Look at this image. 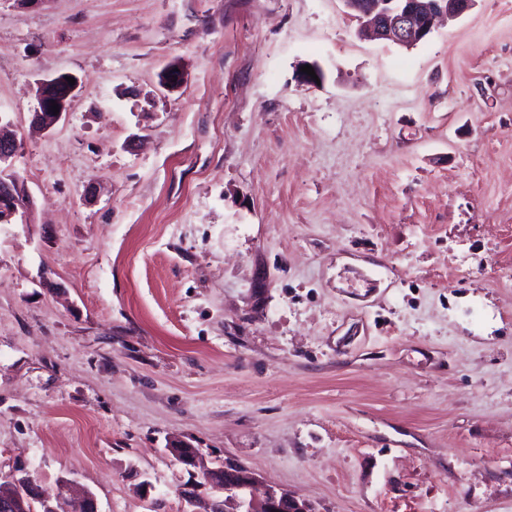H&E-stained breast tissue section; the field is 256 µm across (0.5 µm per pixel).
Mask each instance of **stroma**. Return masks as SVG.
<instances>
[{
	"label": "stroma",
	"instance_id": "1",
	"mask_svg": "<svg viewBox=\"0 0 512 512\" xmlns=\"http://www.w3.org/2000/svg\"><path fill=\"white\" fill-rule=\"evenodd\" d=\"M356 29L342 0H0L36 201L0 224V478L186 512L182 439L312 512H512V0L409 49ZM66 77L75 79V85L69 84ZM40 92L37 107L31 115V124L43 130H50L57 125L70 111L71 104L76 97L78 80L70 73H59L55 76L38 80ZM51 100L59 107V113L51 110Z\"/></svg>",
	"mask_w": 512,
	"mask_h": 512
}]
</instances>
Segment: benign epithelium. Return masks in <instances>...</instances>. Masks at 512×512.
<instances>
[{
	"instance_id": "benign-epithelium-1",
	"label": "benign epithelium",
	"mask_w": 512,
	"mask_h": 512,
	"mask_svg": "<svg viewBox=\"0 0 512 512\" xmlns=\"http://www.w3.org/2000/svg\"><path fill=\"white\" fill-rule=\"evenodd\" d=\"M477 0H343L348 14L359 23V34L371 39L391 40L410 47L425 40L432 31L436 18L446 15L458 17L469 11ZM68 74L38 81L40 92L37 107L31 115V124L43 130L57 125L70 111L78 85L66 80ZM184 76L170 64L160 73L161 88L174 91L182 86ZM56 102L59 113L51 110ZM21 143L15 134L0 132V170H14ZM35 203L19 176L0 178V224H10L19 218L31 222ZM167 451L186 468L199 469L211 493L210 507L205 512H226L225 503L234 501L243 512H312L304 500L291 497L272 486L260 487L259 480L250 470L236 466L207 469L198 450L188 443L175 440ZM69 482L61 480V495L56 502L41 498L37 486L28 476L15 473L0 482V512H28L30 500L41 505V512H68L64 508V492Z\"/></svg>"
}]
</instances>
